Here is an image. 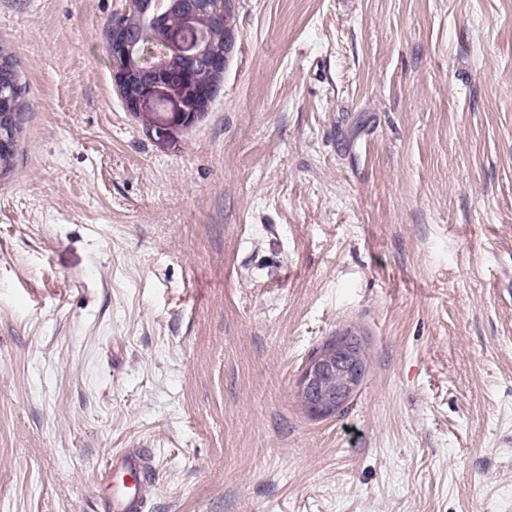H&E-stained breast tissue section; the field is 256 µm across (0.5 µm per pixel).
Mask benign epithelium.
<instances>
[{"instance_id":"7a95c632","label":"benign epithelium","mask_w":512,"mask_h":512,"mask_svg":"<svg viewBox=\"0 0 512 512\" xmlns=\"http://www.w3.org/2000/svg\"><path fill=\"white\" fill-rule=\"evenodd\" d=\"M142 3L154 8L155 19L160 12L166 15L178 8L181 20L166 29L160 38L165 56L141 57L144 88L137 91L129 88L127 74L118 70V92L137 114L150 102L174 103L185 124L199 98L204 96V89L191 82V70L202 60L215 69L223 65V55L206 56L210 38L206 28L197 21L200 15L211 12V0H142ZM107 31L113 46L128 53L134 50V46L127 45V26L121 16L112 18ZM170 53L180 58V68L169 66L166 55ZM365 372L355 336L338 333L326 339L308 358L297 382L298 395L308 415L313 419H328L344 411L353 401Z\"/></svg>"}]
</instances>
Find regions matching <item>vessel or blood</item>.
I'll return each instance as SVG.
<instances>
[{
	"label": "vessel or blood",
	"instance_id": "b4317fda",
	"mask_svg": "<svg viewBox=\"0 0 512 512\" xmlns=\"http://www.w3.org/2000/svg\"><path fill=\"white\" fill-rule=\"evenodd\" d=\"M105 467L108 492L101 500L102 512H141L143 491L139 454L127 449L112 453Z\"/></svg>",
	"mask_w": 512,
	"mask_h": 512
}]
</instances>
